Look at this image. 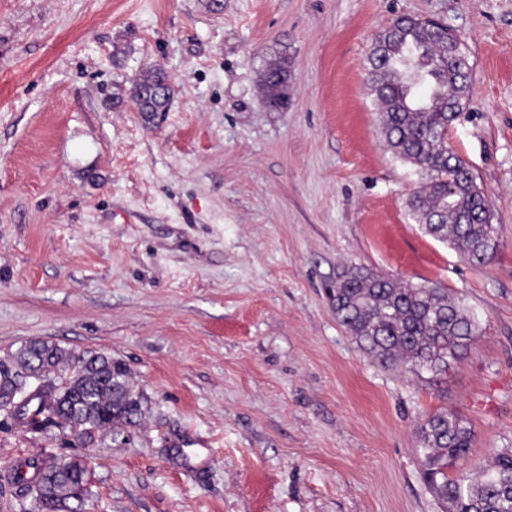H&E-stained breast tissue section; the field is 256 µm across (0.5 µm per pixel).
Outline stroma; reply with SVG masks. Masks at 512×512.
<instances>
[{
	"instance_id": "35a3bbf8",
	"label": "stroma",
	"mask_w": 512,
	"mask_h": 512,
	"mask_svg": "<svg viewBox=\"0 0 512 512\" xmlns=\"http://www.w3.org/2000/svg\"><path fill=\"white\" fill-rule=\"evenodd\" d=\"M460 36L448 143L484 190L477 267L406 201L366 87L398 17ZM287 58L288 104L266 64ZM169 71L167 111L130 99ZM364 266L447 289L478 337L441 383L357 347L323 291ZM34 340L126 364L133 426L83 435L0 412V512L28 457L88 469L84 512H442L415 427L442 407L472 461L512 448V0H0V356Z\"/></svg>"
}]
</instances>
